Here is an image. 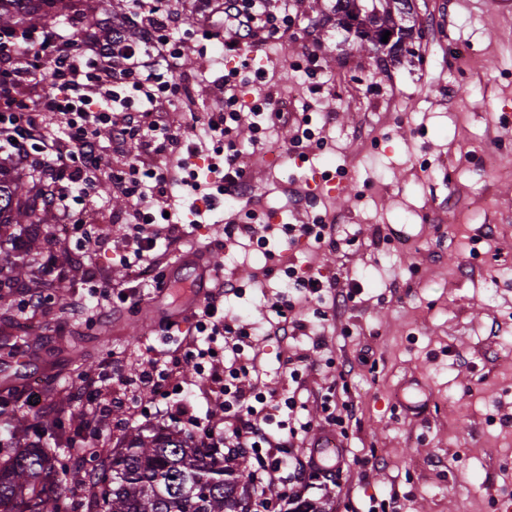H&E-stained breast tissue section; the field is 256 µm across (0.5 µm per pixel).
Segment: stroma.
Instances as JSON below:
<instances>
[{
  "label": "stroma",
  "instance_id": "obj_1",
  "mask_svg": "<svg viewBox=\"0 0 512 512\" xmlns=\"http://www.w3.org/2000/svg\"><path fill=\"white\" fill-rule=\"evenodd\" d=\"M335 0H293L290 38L271 39L246 58L219 64L224 16L218 0H171L182 21L174 40L185 54L171 65L192 84L183 96L160 98L154 120L191 147L209 113L224 104L220 78L238 68L245 102L272 93L276 107L309 115L313 139L296 145L291 129L251 132L241 120L231 137L243 182L217 199L206 222L175 242L158 240L151 255L169 280L178 253L202 248L226 277L245 283L229 299L235 312L269 315L286 265L327 277H357L360 292L337 307L331 297L293 298L291 315L304 334L272 336L245 357L259 356L257 388L306 401L298 417L313 427L347 406L346 434L337 443L349 466L335 482L308 472L301 492L326 512H368L370 497L396 496L399 512H512V6L503 0H417L409 51H362L329 23ZM113 168L146 154L141 137L124 142L102 131ZM333 180L336 196L314 191L313 177ZM299 190L297 200L285 192ZM99 194L73 205L87 223L59 235L58 219L32 225L58 236L73 259L64 300L21 308L0 302V343L13 323L28 320L42 339L9 353L0 346V399L32 421H61L74 436L79 379L95 383L112 414L102 425L105 450L132 428L149 427L150 413L186 400L206 422L224 421L219 385L196 376L181 331L145 322L144 302L155 283L139 281L119 262L136 243L129 235L132 201L101 180ZM488 201L490 211L474 205ZM257 211L264 224H309L334 215L347 244L291 245L274 232L268 243L224 238V211ZM472 213L470 223L444 224L442 212ZM111 280L108 311L87 321L77 302L94 306L98 285ZM321 347H314L315 337ZM305 356L290 370L286 359ZM156 366L162 383L141 391L127 380ZM51 380L38 410L28 384L41 371Z\"/></svg>",
  "mask_w": 512,
  "mask_h": 512
}]
</instances>
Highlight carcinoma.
<instances>
[{
  "label": "carcinoma",
  "mask_w": 512,
  "mask_h": 512,
  "mask_svg": "<svg viewBox=\"0 0 512 512\" xmlns=\"http://www.w3.org/2000/svg\"><path fill=\"white\" fill-rule=\"evenodd\" d=\"M72 0H0V32L27 36L38 27L70 19ZM336 25L355 29L359 45L382 44L389 31L394 56L406 50L413 27L393 22L382 0H336ZM82 33L112 44L131 41L141 33L112 25L106 31L96 17L82 16ZM40 185L24 187L0 167V225H24L20 253L8 269L6 288L23 281L42 253L46 239L26 225L44 224L37 208ZM66 446L57 425L30 422L13 415L8 437L0 438V512H72L61 489L66 473L57 469V452ZM237 450L201 448L179 430L137 428L112 449L108 462L92 482L96 512H257L252 501V474L239 462Z\"/></svg>",
  "instance_id": "obj_1"
}]
</instances>
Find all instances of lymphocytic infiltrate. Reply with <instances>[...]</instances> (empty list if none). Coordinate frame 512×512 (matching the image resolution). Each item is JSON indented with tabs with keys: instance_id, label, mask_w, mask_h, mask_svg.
<instances>
[{
	"instance_id": "obj_1",
	"label": "lymphocytic infiltrate",
	"mask_w": 512,
	"mask_h": 512,
	"mask_svg": "<svg viewBox=\"0 0 512 512\" xmlns=\"http://www.w3.org/2000/svg\"><path fill=\"white\" fill-rule=\"evenodd\" d=\"M269 0H224V50L237 55L247 54L251 48L264 42L267 37L285 39L292 26L290 14H277L270 10ZM135 21L138 25L160 32L159 55L162 60L179 58L183 46L172 42L169 31L178 28L180 18L177 13L163 10L156 0H134ZM0 60L6 65V82L0 83V100L16 111L10 127L0 132V140L11 146L13 155L22 165L37 172L50 170L52 164L70 160L77 167L70 176L67 187L48 189L46 202L60 220L71 216V200L74 193L88 194L96 172H105L107 179L118 191L134 198L132 217L137 246L132 255L122 256L127 269L139 272L147 262V254L152 251L157 233L150 220V209L158 199H173L175 187H188L196 194H204L205 183L198 179H186L183 172L186 158L174 154L164 167H144L130 164L128 171L114 172L105 162L100 144V131L112 129L114 138L122 139L132 133L134 127L144 128L153 133V126L147 125L143 113H130L126 123L114 126L112 110L114 106L126 105L127 99L112 88V71L115 62L106 58L95 61L85 58L76 50L72 41L55 39L52 41H27L26 44L0 47ZM50 64L53 75L52 89L34 102H27L24 92L36 78L43 64ZM236 70H229L224 76V109L209 116L204 132L207 137L228 136L231 126L241 120V104L238 86L235 82ZM43 112L62 114L65 122V135L44 142L39 153H30L28 143L41 134L38 116ZM214 302H207L198 309L195 331L197 337L189 341V354L203 359L209 357L211 343L223 342L230 351L234 362L226 371H212L211 380L223 381L224 393L230 398L234 409L233 418L224 427V438L236 448H251L257 443L276 449L288 448L298 435L308 433L310 422L290 427L285 438L269 433L264 427L266 416L252 402V394L239 387V376L248 374L249 368L237 365L244 339L257 335L254 322L238 318L236 325L214 320L211 312ZM205 337L207 347H200L198 337Z\"/></svg>"
}]
</instances>
